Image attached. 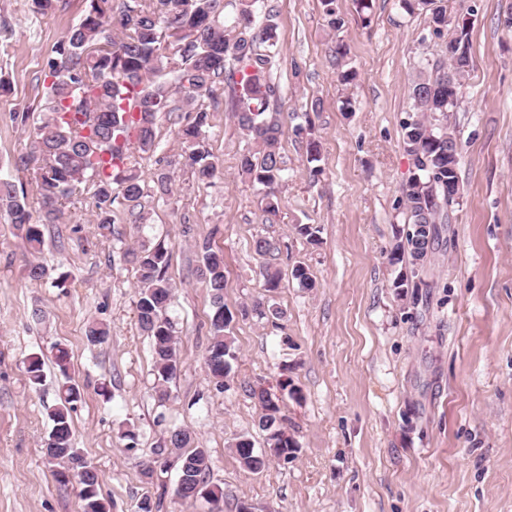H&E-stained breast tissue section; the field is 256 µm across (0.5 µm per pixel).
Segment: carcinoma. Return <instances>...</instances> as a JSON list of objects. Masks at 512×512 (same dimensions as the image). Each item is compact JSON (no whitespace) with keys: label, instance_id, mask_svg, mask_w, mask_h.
Listing matches in <instances>:
<instances>
[{"label":"carcinoma","instance_id":"obj_1","mask_svg":"<svg viewBox=\"0 0 512 512\" xmlns=\"http://www.w3.org/2000/svg\"><path fill=\"white\" fill-rule=\"evenodd\" d=\"M80 22L70 28L48 61L50 78L43 118L34 127L30 150L14 162L16 180L0 177V210L23 233L30 254L45 244L44 227L62 219V200L82 183L93 189V217L99 229L115 235L114 214L124 206L132 224L146 220L145 200L164 201L172 194L173 169L189 168L197 180L208 182L218 172L209 150L205 128L209 111L204 99L212 98L224 82L232 84L231 111L248 136L251 147L240 157V171L263 196L264 211L277 215L280 201L276 186L285 168L280 153L282 125L268 116L277 87L271 77L276 46L275 14L266 8L265 24L255 27V15L265 0H235L233 14L225 15L223 0H83ZM429 7L428 28L440 35L448 27L446 0H417ZM444 58L428 61L418 71L412 87V113L403 123V149L413 159L416 173L403 189L407 223L413 232L398 242L390 254L393 264L417 265L432 240L439 235L444 209L460 194V154L448 113L459 103L462 79L470 66L468 28L454 27ZM193 113L178 138L182 151L145 178L140 160L157 148L161 118L178 111ZM35 188L40 215L27 204V187ZM123 259L133 265L138 282L135 302L140 330L150 337L153 371L165 383L177 372L179 357L173 322L167 315L172 283L167 276L170 252L164 244L128 247ZM197 274L209 289L212 314L205 365L210 378L224 387L234 357L228 328L231 314L224 305V252L206 243ZM93 345L109 338L100 323L86 326ZM54 363L63 377L58 401L48 410L52 422L44 444L53 460L52 474L74 472L81 512H109L100 491L96 470H87L86 457L73 442L72 412L81 400L79 387L68 375L70 352L54 344ZM44 362L31 356L24 362L28 382L43 381ZM262 414L259 429L267 440L288 450L295 459L298 445L282 439L280 399L266 390L252 392ZM168 448H185L179 457V475L185 482L183 498L206 493L212 501L220 491L209 485L208 456L194 445L190 432L172 429L156 455ZM240 466L252 473L265 468L263 452L246 435L233 444Z\"/></svg>","mask_w":512,"mask_h":512}]
</instances>
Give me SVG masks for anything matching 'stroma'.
I'll use <instances>...</instances> for the list:
<instances>
[{"label": "stroma", "mask_w": 512, "mask_h": 512, "mask_svg": "<svg viewBox=\"0 0 512 512\" xmlns=\"http://www.w3.org/2000/svg\"><path fill=\"white\" fill-rule=\"evenodd\" d=\"M278 43L272 79L283 126L286 171L277 215L264 211L253 183L239 172L249 140L230 110L229 89L209 104L210 149L222 171L201 183L176 170L168 202H148L147 220H117L120 240L92 224V190L66 201L64 221L44 229L37 257L0 212V512H80L76 487L55 481L43 458L50 431L46 408L61 380L53 343L71 353L69 373L83 393L73 414L75 443L96 467L111 512H138L144 496L159 512H210L204 499L175 498L178 461L145 480L144 468L167 431L188 430L208 454L210 484L224 512H512V0H448L449 19L468 18L470 71L448 121L461 145V194L422 265H394L390 252L412 227L403 187L412 160L402 123L423 58L443 55L449 33L427 34L428 13L404 0H372L362 24L354 0H336L331 29L321 0H269ZM81 0L40 16L28 0H0V175L14 174L40 120L48 61L78 24ZM345 45L338 60L334 48ZM357 72L342 86L340 63ZM352 109H341L343 99ZM27 121H18L19 113ZM311 132H302V125ZM320 143L309 161L308 138ZM318 227L321 243L297 234ZM274 254L255 252L256 239ZM165 242L174 287L168 315L180 366L159 399L151 340L137 325V280L122 247ZM222 247L224 304L235 358L225 386L209 378L204 356L211 301L196 269L204 243ZM64 287L26 276L29 259ZM306 265L315 281L299 287L291 271ZM281 286L264 290L266 269ZM407 275L413 287L393 282ZM269 300L276 318L253 306ZM42 309L41 321L32 318ZM110 337L89 344L88 322ZM46 361L31 387L23 362ZM289 380L282 414L297 458L244 471L239 436L264 447L258 387Z\"/></svg>", "instance_id": "35a3bbf8"}]
</instances>
